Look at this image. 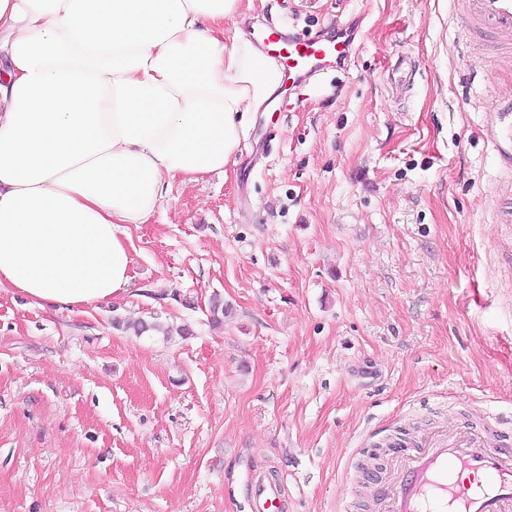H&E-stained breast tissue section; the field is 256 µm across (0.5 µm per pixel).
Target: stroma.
Wrapping results in <instances>:
<instances>
[{"instance_id":"35a3bbf8","label":"stroma","mask_w":512,"mask_h":512,"mask_svg":"<svg viewBox=\"0 0 512 512\" xmlns=\"http://www.w3.org/2000/svg\"><path fill=\"white\" fill-rule=\"evenodd\" d=\"M452 10L254 0L225 23L229 44L351 23L360 47L277 89L234 165L130 226L129 293L68 310L0 292V512H250L257 467L284 512H378L353 485L384 477L365 466L383 437L512 422V223L487 122L512 108V53L461 38Z\"/></svg>"}]
</instances>
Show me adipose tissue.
Wrapping results in <instances>:
<instances>
[{"instance_id": "1", "label": "adipose tissue", "mask_w": 512, "mask_h": 512, "mask_svg": "<svg viewBox=\"0 0 512 512\" xmlns=\"http://www.w3.org/2000/svg\"><path fill=\"white\" fill-rule=\"evenodd\" d=\"M244 0H0V289L74 309L128 293L129 227L233 164L281 74Z\"/></svg>"}]
</instances>
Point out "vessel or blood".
Returning a JSON list of instances; mask_svg holds the SVG:
<instances>
[{"label":"vessel or blood","mask_w":512,"mask_h":512,"mask_svg":"<svg viewBox=\"0 0 512 512\" xmlns=\"http://www.w3.org/2000/svg\"><path fill=\"white\" fill-rule=\"evenodd\" d=\"M454 19L462 37L492 29L495 36H512V0H465L464 12ZM259 41L281 69L283 81L297 85L315 73L344 66L357 52L348 27H337L328 38L283 39L274 30ZM395 463L391 478L370 487L385 512H512V433L500 421L460 425L453 433L435 432L422 440L393 441ZM482 474L484 485L475 490L459 486L455 471ZM252 512H282L278 482L253 471L248 482Z\"/></svg>","instance_id":"1"}]
</instances>
